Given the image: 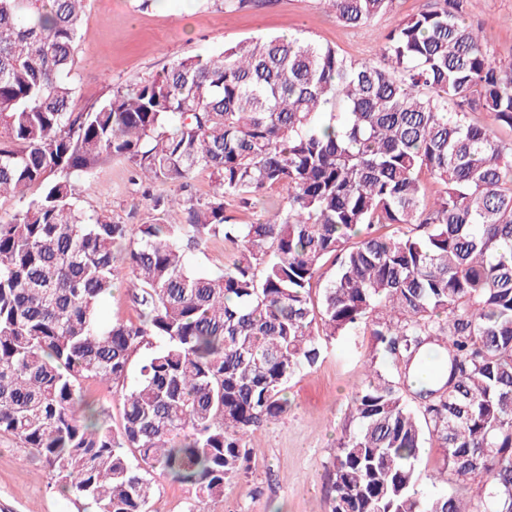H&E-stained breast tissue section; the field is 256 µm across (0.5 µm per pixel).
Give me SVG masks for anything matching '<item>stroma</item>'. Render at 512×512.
I'll return each mask as SVG.
<instances>
[{
    "label": "stroma",
    "mask_w": 512,
    "mask_h": 512,
    "mask_svg": "<svg viewBox=\"0 0 512 512\" xmlns=\"http://www.w3.org/2000/svg\"><path fill=\"white\" fill-rule=\"evenodd\" d=\"M432 0H395L367 28L341 24L323 0H251L231 11L224 0H88L72 76L77 111L107 98L114 87L141 81L177 59L218 51L264 35L300 32L335 47L347 60H373L382 38ZM466 15L485 28L495 58L512 59V0H467ZM126 163L113 162L75 180L86 212L133 226L163 218L179 224V208L156 213L130 185ZM237 250L213 238L188 254L192 267L221 273ZM369 334L356 329L328 341L318 364L290 381L289 407L278 421L248 439L251 468L227 483L217 503L196 502L186 486L155 476L148 512H327L339 441L356 423L351 393L367 380ZM0 512H95L92 504L65 498L44 461L8 435L0 436Z\"/></svg>",
    "instance_id": "obj_1"
}]
</instances>
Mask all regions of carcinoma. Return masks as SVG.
Listing matches in <instances>:
<instances>
[{"mask_svg": "<svg viewBox=\"0 0 512 512\" xmlns=\"http://www.w3.org/2000/svg\"><path fill=\"white\" fill-rule=\"evenodd\" d=\"M394 2L324 0L352 28ZM86 3L0 0V198L37 190L0 215V435L98 512H148L154 473L221 501L246 439L288 412V381L362 326L370 374L330 512H512V60L490 54L463 0L404 20L372 62L300 33L251 38L77 112ZM112 161L183 223L84 215L73 179ZM199 168L209 194L167 193ZM272 187L283 197L264 218L230 222ZM216 237L241 258L190 267L186 248ZM124 267L138 320L105 327L98 305ZM89 382L123 390L119 429ZM429 437L454 477L434 495L418 490Z\"/></svg>", "mask_w": 512, "mask_h": 512, "instance_id": "cac0c4a2", "label": "carcinoma"}]
</instances>
